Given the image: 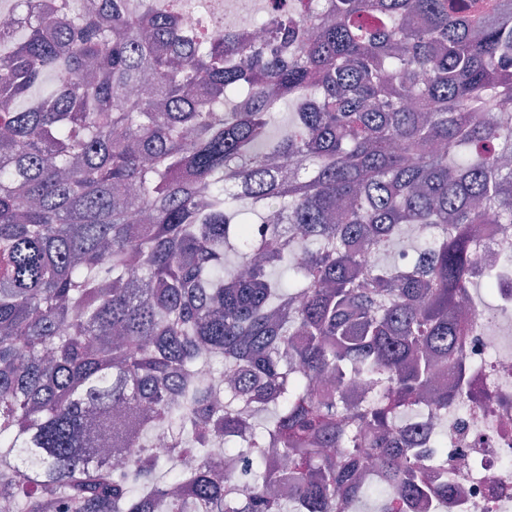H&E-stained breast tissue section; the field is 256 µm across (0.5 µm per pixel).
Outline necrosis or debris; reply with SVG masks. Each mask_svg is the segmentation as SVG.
Listing matches in <instances>:
<instances>
[{"label": "necrosis or debris", "instance_id": "1", "mask_svg": "<svg viewBox=\"0 0 512 512\" xmlns=\"http://www.w3.org/2000/svg\"><path fill=\"white\" fill-rule=\"evenodd\" d=\"M499 280L493 306L474 305L467 393L447 413L423 411L405 423L419 435L437 426L448 455L447 505L438 511L422 499L412 512H512V266L500 269Z\"/></svg>", "mask_w": 512, "mask_h": 512}]
</instances>
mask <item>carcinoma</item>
<instances>
[{"label":"carcinoma","mask_w":512,"mask_h":512,"mask_svg":"<svg viewBox=\"0 0 512 512\" xmlns=\"http://www.w3.org/2000/svg\"><path fill=\"white\" fill-rule=\"evenodd\" d=\"M26 2L0 29V498L448 499L399 416L461 392L463 302L512 265L477 250L512 233V0H293L221 31L160 0ZM413 224L407 262L363 263Z\"/></svg>","instance_id":"carcinoma-1"}]
</instances>
